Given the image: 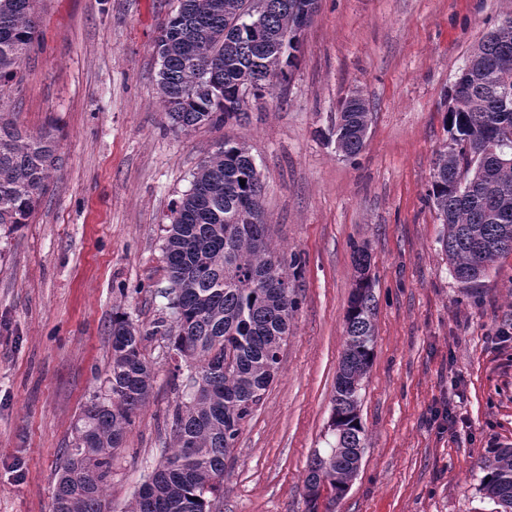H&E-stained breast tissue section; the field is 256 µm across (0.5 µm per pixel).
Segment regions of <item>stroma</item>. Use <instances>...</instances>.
Here are the masks:
<instances>
[{"label":"stroma","mask_w":512,"mask_h":512,"mask_svg":"<svg viewBox=\"0 0 512 512\" xmlns=\"http://www.w3.org/2000/svg\"><path fill=\"white\" fill-rule=\"evenodd\" d=\"M177 0H38L39 43L6 105L53 127L59 167L28 223L0 230V512H51L86 403L107 392L114 313L147 331L156 376L112 464L127 512L169 440L181 399L166 343L163 229L199 164L245 140L272 247L302 256L299 309L278 373L242 432L219 512H306L304 480L329 439L353 244L377 301L362 381L365 448L332 512H495L484 461L512 447V253L476 285L452 276L427 193L446 94L512 0H320L301 62L248 120L170 128L155 43ZM372 108L363 152L329 142L338 104ZM456 423L440 419L442 411Z\"/></svg>","instance_id":"1"}]
</instances>
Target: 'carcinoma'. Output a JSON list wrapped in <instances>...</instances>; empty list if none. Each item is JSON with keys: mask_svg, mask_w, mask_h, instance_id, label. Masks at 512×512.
<instances>
[{"mask_svg": "<svg viewBox=\"0 0 512 512\" xmlns=\"http://www.w3.org/2000/svg\"><path fill=\"white\" fill-rule=\"evenodd\" d=\"M36 0H0V105L23 81L22 65L37 34ZM251 0H178L156 43L160 105L171 126L248 118L237 111L251 87L261 100L291 79L300 46L264 54L250 29ZM308 0H266L264 26L275 38ZM370 103L345 97L332 127L336 150L358 156L366 143ZM449 138L432 162L428 197L444 225L441 247L455 279L471 287L495 260L512 253V19L498 24L456 79L445 116ZM56 135L34 134L0 113V225L26 224L56 166ZM245 184H240V181ZM262 183L244 141L226 139L193 173L166 225L163 256L170 318L149 335L169 341L201 382L167 418L170 442L129 512H212L224 496V472L241 433L272 383L299 300L292 287L303 260L271 248L268 227L238 220L261 207ZM355 286L345 316V348L336 374L329 430L334 441L315 453L305 479L307 512H320L322 492L341 498L356 475L364 430L359 391L373 357L376 300L366 247H354ZM108 394L86 404L75 424L82 441L67 449L52 512H108L114 450L149 402L154 367L144 334L112 316ZM481 491L512 512V448L486 458Z\"/></svg>", "mask_w": 512, "mask_h": 512, "instance_id": "carcinoma-1", "label": "carcinoma"}]
</instances>
